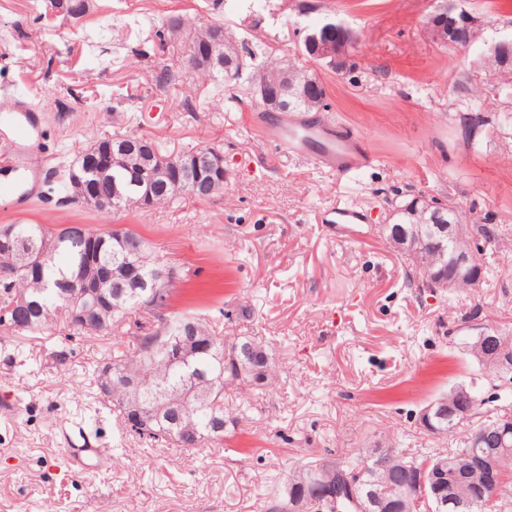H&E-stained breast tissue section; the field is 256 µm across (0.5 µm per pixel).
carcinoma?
Masks as SVG:
<instances>
[{"label":"carcinoma","instance_id":"obj_1","mask_svg":"<svg viewBox=\"0 0 512 512\" xmlns=\"http://www.w3.org/2000/svg\"><path fill=\"white\" fill-rule=\"evenodd\" d=\"M190 28L192 37L189 46L201 45L210 38L214 29L218 28L224 36V46L235 50L231 58H225L224 69L213 70L209 67H198L196 71L212 81L223 80L226 83L242 79L243 73L253 70V77L247 80L246 91L256 96L255 76H260L268 83H275L282 77L283 70L295 78L294 84L309 73L304 66L294 63L284 65V60L269 52L260 44L248 43L241 35L220 23L203 22L198 18L188 20L176 17L171 24L172 33L177 34L183 28ZM321 40L334 39L336 33L328 30V24L313 28L304 38L301 53L313 61L319 57L313 54L310 41L313 37ZM482 64L492 70L512 68V49L503 53L490 52L482 60ZM144 141L161 154L158 142L135 131L101 137L80 152L77 159L84 164V178L88 185L96 183V158L94 149L104 143H124ZM123 199L112 202L114 210L140 208V179L135 170L115 167L111 172ZM188 195L200 201L207 197L195 189L194 174L180 172L178 182L159 185L155 189L153 205H163L176 197ZM6 228L13 230L16 238L30 244L32 250H24L21 256L13 261L0 258V326L16 333H37L54 324L58 318L65 319L68 326L74 329L89 330L93 333L107 335L112 326L130 321L128 328L133 330V348L126 351H115L104 362V366L112 368V388L104 393L95 387L96 398L105 397L112 406L124 414V402L128 391L123 383L125 379L136 381L143 408L147 418L151 420V429L144 432L130 424L135 433L150 441L167 442L178 448L193 451L206 443L220 445L224 442V424L227 412L224 407L226 390L235 389L241 392L248 389L271 390L277 384V373L271 363L265 364L262 382L256 383L245 375L240 379H230L225 367L224 352L228 343L224 337L218 336L208 323L199 317L190 315L165 316L163 310L168 306V298L176 282V278L163 281L158 278L161 264L152 253L147 241L139 234L130 230L98 231L87 229L88 234L104 238L96 253V263L87 257L88 242L85 238L74 234L63 227L56 232L42 224H8ZM126 262H134L140 269L143 279L123 284V296L119 301H110V306L103 309L102 321L88 328L78 322L69 309L71 303L70 289L74 284L85 279L94 280L98 275V267H113ZM447 267L432 250L422 253L419 274L422 280L429 281L432 276ZM22 297L27 302V325L18 328L14 318L16 299ZM188 336H204L209 339L211 347L207 350L190 352L188 361L177 363V352L185 346ZM469 354L479 367L489 376L503 373L499 357L485 354L476 345H470ZM208 383L210 390L206 400L196 398L195 388L199 381ZM176 394L184 397L189 417L194 423V431L184 433L177 428L175 417L168 412L156 410L158 403ZM472 412L470 416L484 414L480 427L488 429L500 420L501 414L493 410H485L487 401L471 395ZM464 426L463 417L441 420L433 424L430 433L434 435L453 436ZM472 435L467 434L456 440L445 451L431 450L407 456L399 451H392L385 457V469L367 488L383 491L389 487L407 486L406 469H432L443 463L448 468V487L446 490H459L463 487L471 491L466 505L459 508H448L447 512H512V433L500 438L490 435L483 440L485 448H500L506 452L507 463L504 478L495 489L485 488L482 472L473 467L466 454L472 448ZM380 452L378 448H360L356 453L339 461V464L354 468L361 463L373 460Z\"/></svg>","mask_w":512,"mask_h":512}]
</instances>
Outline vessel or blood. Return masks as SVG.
<instances>
[{
  "mask_svg": "<svg viewBox=\"0 0 512 512\" xmlns=\"http://www.w3.org/2000/svg\"><path fill=\"white\" fill-rule=\"evenodd\" d=\"M28 97H19L0 104V121L5 129L0 132V169H20L26 157L37 155L40 142L36 123L28 115ZM249 126L261 137L310 154L312 161L342 174L356 173L370 166L375 157L368 152L356 151L351 139L342 136L331 123L305 125L285 118L279 124H269L263 113L248 116ZM66 461L77 469L101 467L111 464L112 455L104 448L92 445L88 437H67Z\"/></svg>",
  "mask_w": 512,
  "mask_h": 512,
  "instance_id": "b4317fda",
  "label": "vessel or blood"
}]
</instances>
